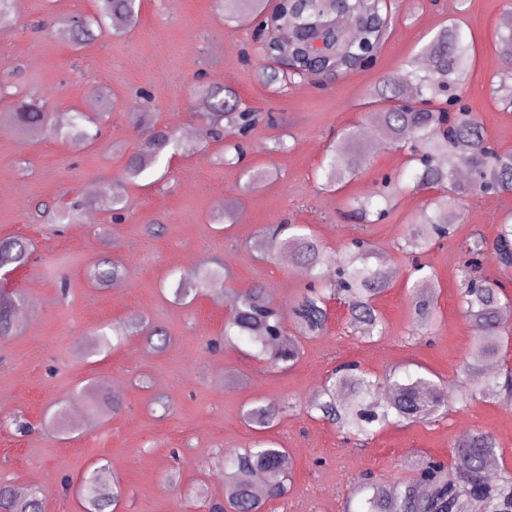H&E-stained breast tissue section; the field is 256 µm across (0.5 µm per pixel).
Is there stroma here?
Instances as JSON below:
<instances>
[{
	"instance_id": "obj_1",
	"label": "stroma",
	"mask_w": 512,
	"mask_h": 512,
	"mask_svg": "<svg viewBox=\"0 0 512 512\" xmlns=\"http://www.w3.org/2000/svg\"><path fill=\"white\" fill-rule=\"evenodd\" d=\"M95 9V0H25L0 21V114L15 111L31 91L43 95L49 110L85 113L98 99L97 87L112 95L105 132L91 145H75L46 128L18 132L0 124V237L34 243V262L14 283L25 297L15 314L17 331L0 339V481L39 489L44 512H83L76 493L62 492L61 479L76 480L100 466L104 478L119 477L127 491L122 512L185 506L208 512L210 502L224 498L222 455L256 438L241 417L256 399L283 406L269 435L287 448L291 463L290 490L269 501L267 512H359L362 498L354 486L362 476L390 485L410 480L424 459L448 460L456 440L474 430L496 438L497 472L512 471V402L452 405L428 420L387 426L363 446L344 442L336 427L308 412L313 391L341 362H357L377 376L412 363L447 383L461 371L475 337L459 300L461 242L474 232L494 239L500 220L512 213V193L468 197L457 237L425 255L438 285L439 317L431 335L417 339L406 288L411 262L398 242L431 191L406 192L384 221L362 227L349 199L371 195L384 175L410 172L405 152L383 140H358L366 165L337 191L323 189L320 165L343 130L372 127L369 90L401 74L405 62L451 23L472 46L464 97L489 139L512 150V108H504L497 93L503 64L496 49L512 0H392L394 21L373 66L286 85L264 83L259 31L225 24L213 0H142L130 32L103 34L74 50L61 25ZM206 85L232 91L242 107L258 113L249 134L209 142L202 154H176L157 184L127 183L126 161L140 142L132 116L141 109V92L151 94L157 124L201 131L198 102ZM277 137L284 142L279 151L272 148ZM237 141L246 146L244 157L224 165L225 143ZM253 169L271 177L244 189V174ZM95 182L125 195L124 219L112 222L109 212L91 205L88 218L59 224L61 206L88 198ZM228 202L236 205V219L225 230L214 218ZM271 224L308 225L334 253L359 233L373 241L379 259L393 269L378 300L384 335L366 341L333 302L325 331L304 341L290 369L258 362L244 343L210 352L233 294L261 285L285 311L308 282L280 254L265 259L251 250ZM210 258L229 272L224 286L190 305L175 304V280ZM103 260L129 269L120 287L89 280V270ZM133 313L163 329V349L130 336L106 354L88 355L96 331ZM91 381L101 399L78 396ZM60 406L82 407L74 434L51 424ZM14 418L27 421L30 432L16 433L9 425Z\"/></svg>"
}]
</instances>
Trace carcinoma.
Segmentation results:
<instances>
[{
    "label": "carcinoma",
    "mask_w": 512,
    "mask_h": 512,
    "mask_svg": "<svg viewBox=\"0 0 512 512\" xmlns=\"http://www.w3.org/2000/svg\"><path fill=\"white\" fill-rule=\"evenodd\" d=\"M226 22L260 20L265 33L260 50L282 62L284 70L273 71L270 80L290 82L312 76L341 77L375 62L392 22L390 0H215ZM140 0H97L92 16H75L70 23V42L77 48L97 37L99 32L122 35L139 20ZM345 22L333 26L335 16ZM500 57L512 61V27L500 33L497 44ZM472 68L470 46L461 29L450 24L442 27L419 53L410 58L403 73L375 86L366 105L374 108L380 135L390 143L408 150V162L414 164L416 190L435 189V194L415 217L401 237V250L414 257L429 253L440 241L453 237L461 219L465 198L479 193L512 192V150L495 147L486 135L480 115L470 107L448 113L446 97L463 95ZM414 87L417 107H402V84ZM208 122L204 135L219 141L224 138V122L246 132L256 122L252 111L238 108L236 95L222 87L202 89ZM145 100L136 114V125L143 130L138 148L129 157L126 179L135 184L158 169L169 146H178L176 130L156 125ZM23 128L56 126L76 142L94 140L101 129L90 133L80 112L65 114L52 122L51 113L37 95L27 96L17 111L7 116ZM356 132L347 129L327 150L321 166L325 184L340 189L355 178L364 165L356 149ZM408 186L399 175L382 177L374 195L355 198L353 213L360 224L383 220L388 209L379 207L378 199L391 203ZM493 249L500 266L512 269V223L498 225L493 242L472 234L462 243L466 256L465 273L460 287L464 314L481 327L476 336L462 378L448 386L419 373L396 369L384 380H372L355 362L337 365L326 379L311 405L318 418L336 426L343 439L364 445L377 431L390 424L413 423L448 405V398L466 404L478 399L512 400V367L487 376L480 365L502 361L508 353L512 332L506 330L502 313L512 308V296L498 282L477 275L480 258ZM253 249L263 254L276 250L290 253L293 263L305 271L310 284L295 298L288 315L299 335H282V313L267 301L266 289L256 285L235 294L230 301L231 315L224 325V345L234 347L248 341L258 359L283 369L300 358L299 338L319 336L328 322V305L335 300L343 305L350 327L368 340L382 336L385 324L377 300L390 281L379 266L374 245L364 238H353L346 249L328 251L310 230L301 224H273L255 240ZM33 254L29 240L19 236L0 239V267L23 268ZM126 267L102 261L90 271V278L100 286L125 277ZM410 275V314L416 330L432 329L437 322L435 275L431 267L413 262ZM226 279L224 265L218 260L204 262L176 281L173 295L185 301L202 288H218ZM21 297L14 292L0 301V337L16 331L15 312ZM148 333L147 340L163 337L162 330L148 329L142 319L133 316L112 328L113 336L97 334L88 355L98 356L113 347L111 339ZM381 388L392 393L390 400L378 398ZM281 408L274 403L254 401L242 411L243 420L258 433H265L279 420ZM496 439L483 431L460 437L453 446L450 461L429 459L416 478L388 486L380 480L360 488L365 493L362 512H512V476L492 479L486 474V462L496 456ZM288 450L276 441L261 438L224 460L225 504H212L216 512H264L265 503L288 493ZM84 512H114L122 501V482L114 478L107 484L102 470L82 479ZM0 512H44L43 499L31 489L18 492L7 482H0Z\"/></svg>",
    "instance_id": "obj_1"
}]
</instances>
